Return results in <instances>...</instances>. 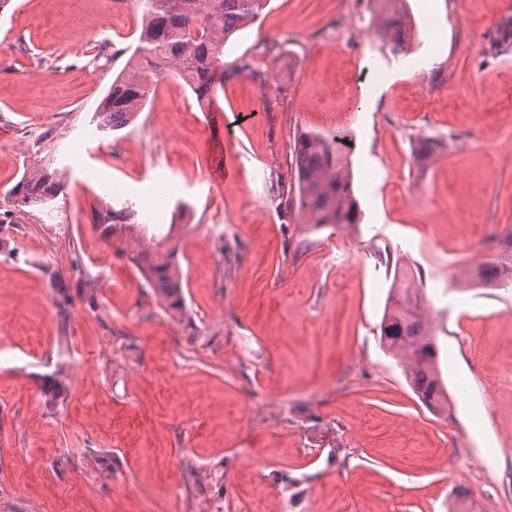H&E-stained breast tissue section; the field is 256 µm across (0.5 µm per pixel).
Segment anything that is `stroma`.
I'll return each instance as SVG.
<instances>
[{
    "label": "stroma",
    "instance_id": "35a3bbf8",
    "mask_svg": "<svg viewBox=\"0 0 512 512\" xmlns=\"http://www.w3.org/2000/svg\"><path fill=\"white\" fill-rule=\"evenodd\" d=\"M112 3L0 0V512H448L458 488L465 512H512V286L466 275L512 229V0H406L397 56L366 0H269L224 65L272 85L225 80L218 144L174 76L135 124L86 139L143 23L127 0L114 31ZM298 130L352 142L361 224L288 207ZM40 160L64 191L15 209L6 191ZM108 204L169 235L183 313L95 232ZM398 270L422 279L448 413L380 345Z\"/></svg>",
    "mask_w": 512,
    "mask_h": 512
}]
</instances>
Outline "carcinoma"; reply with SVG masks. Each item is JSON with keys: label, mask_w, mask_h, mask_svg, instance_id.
<instances>
[{"label": "carcinoma", "mask_w": 512, "mask_h": 512, "mask_svg": "<svg viewBox=\"0 0 512 512\" xmlns=\"http://www.w3.org/2000/svg\"><path fill=\"white\" fill-rule=\"evenodd\" d=\"M197 0H141L145 23L138 44L123 71L112 81L98 110L97 128L111 133L134 123L155 94L156 76L164 71L178 75L201 106H211L224 80L234 74H262L242 60L224 69V44L251 25L268 0H209L202 14ZM369 27L382 48L392 54L405 51L406 13L403 0H367ZM295 204L302 223H361L362 210L352 186L347 153L337 138L297 132L290 142ZM59 171L48 164L35 166L7 190L19 207L50 203L63 191ZM93 228L135 267L169 311L184 308L183 277L175 251L167 240L147 243L136 223L135 210L107 206L93 213ZM474 277L486 286L512 282V272L495 257L481 263ZM384 350L401 367L409 385L433 412L448 411V391L439 364V351L428 319L422 282L394 275L390 295L379 324Z\"/></svg>", "instance_id": "obj_1"}]
</instances>
